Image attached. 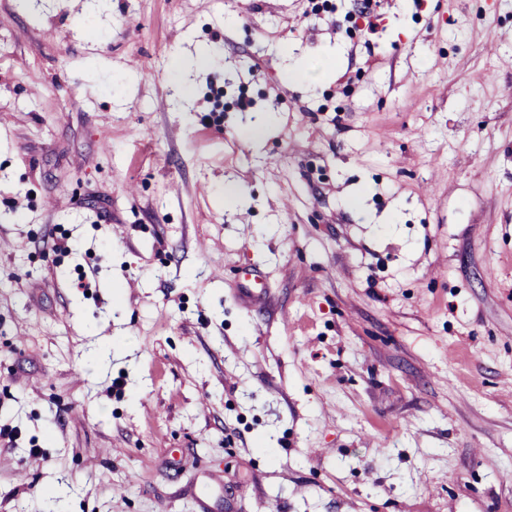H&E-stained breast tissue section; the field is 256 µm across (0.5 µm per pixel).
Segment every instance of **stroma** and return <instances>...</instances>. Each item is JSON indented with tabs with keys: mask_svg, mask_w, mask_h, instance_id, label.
Returning a JSON list of instances; mask_svg holds the SVG:
<instances>
[{
	"mask_svg": "<svg viewBox=\"0 0 512 512\" xmlns=\"http://www.w3.org/2000/svg\"><path fill=\"white\" fill-rule=\"evenodd\" d=\"M3 429L0 512H512V0H0Z\"/></svg>",
	"mask_w": 512,
	"mask_h": 512,
	"instance_id": "35a3bbf8",
	"label": "stroma"
}]
</instances>
